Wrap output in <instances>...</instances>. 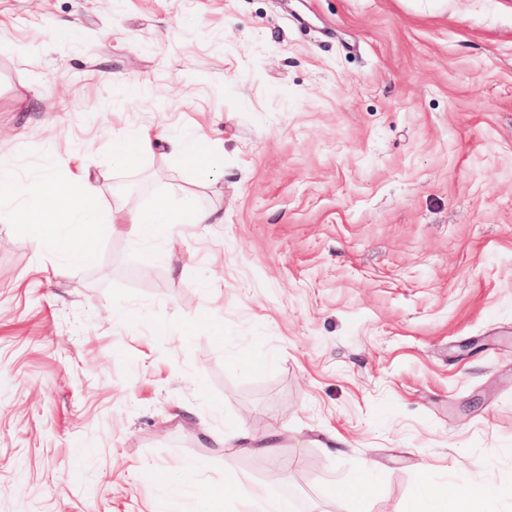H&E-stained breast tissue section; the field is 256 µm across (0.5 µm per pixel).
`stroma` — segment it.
Returning a JSON list of instances; mask_svg holds the SVG:
<instances>
[{"label": "stroma", "mask_w": 512, "mask_h": 512, "mask_svg": "<svg viewBox=\"0 0 512 512\" xmlns=\"http://www.w3.org/2000/svg\"><path fill=\"white\" fill-rule=\"evenodd\" d=\"M145 128L223 174L113 167ZM79 166L220 220L74 265L0 219V512H337L364 462L366 512H512V0H0V172ZM163 146L173 155L180 157L188 166L209 171L221 166L209 139L197 132H174L168 129L157 131L144 130L130 137L125 133L112 135V165L127 167L138 157L153 154ZM493 501L483 493L459 490L447 494L429 481H423L418 488L409 510L406 512H494ZM229 490L223 485H206L199 488L198 498L202 504V512L221 511L220 505L227 497ZM239 493L245 497L250 505L248 512H291L290 500L285 497L271 498L258 488L240 490Z\"/></svg>", "instance_id": "1"}]
</instances>
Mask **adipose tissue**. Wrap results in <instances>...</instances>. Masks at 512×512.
<instances>
[{"label": "adipose tissue", "instance_id": "ef3b65f1", "mask_svg": "<svg viewBox=\"0 0 512 512\" xmlns=\"http://www.w3.org/2000/svg\"><path fill=\"white\" fill-rule=\"evenodd\" d=\"M168 148L188 166L209 171L220 167L209 139L197 132L168 129L144 130L135 136H112L111 158L124 168L137 158L153 154L158 147ZM14 215L20 223L31 225L28 245L39 253L62 254L72 263L87 260L94 251L103 224H124L134 238L145 240L161 227L176 224H210L213 210L185 199L172 208L159 203L147 211L115 208L105 211L101 193L88 174L59 183L44 177L39 191H31L22 177L0 178V213ZM408 512H495L493 501L483 493L459 490L447 494L430 482H422Z\"/></svg>", "mask_w": 512, "mask_h": 512}]
</instances>
